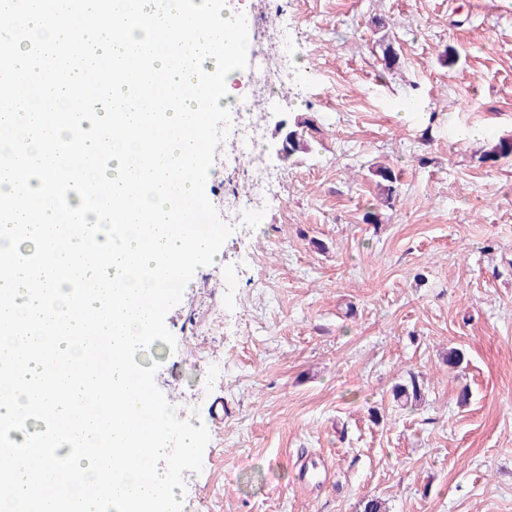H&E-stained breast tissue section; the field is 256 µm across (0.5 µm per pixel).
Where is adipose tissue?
Returning a JSON list of instances; mask_svg holds the SVG:
<instances>
[{
    "instance_id": "adipose-tissue-1",
    "label": "adipose tissue",
    "mask_w": 512,
    "mask_h": 512,
    "mask_svg": "<svg viewBox=\"0 0 512 512\" xmlns=\"http://www.w3.org/2000/svg\"><path fill=\"white\" fill-rule=\"evenodd\" d=\"M155 3L117 0L116 8L105 12L98 0H81L80 20L86 36L103 51L116 53L145 40L163 41L169 46L167 53L150 59L143 71L144 84L155 87L163 96L164 111H155L152 101L142 100L118 84L113 96L119 112L110 116L89 112L83 117L88 147H99L96 135L107 128L123 144L122 149L113 151L110 169L91 173L92 178L112 181V227L103 228L100 213L85 212L84 221L91 224V231L70 236L67 250L62 251L50 231L56 223L52 208H44L41 229L25 238L13 232L14 225L27 223L24 213L14 212L11 223L0 225V253L41 254L42 279L48 286L47 293L54 295L53 301H46V293L33 288L28 268L17 265L11 279H0V305H10L17 319L29 327L38 326L52 312L72 320L68 333L55 341L48 356H19L11 339L0 336V368L8 369L16 382L36 386L50 380L61 387L43 421V430L23 433L17 444L0 441V461L8 474L6 483L13 489L7 512H43V500L32 486V477L48 468L40 448L49 437L54 440L55 452L62 455L57 474L63 492L52 512H101L99 501L84 492L88 485L111 488L110 512H160L166 501L165 496L152 490L151 483L167 482V474L157 469L145 475L119 454L134 441L148 449L151 457H160L165 453L168 435L177 427L175 417L164 411L141 436H134L130 426L137 411L127 397L143 384L133 359L160 333L157 320L137 321L134 307L141 297L163 289V280L152 277V270L181 274L188 253H207L214 247L215 235L179 223L167 181L179 178L184 194L195 197L197 205H207V198L197 193L198 165L184 159L183 137H208L209 112L219 107L232 111V84L241 60L251 55L254 45L240 35L232 14H225L223 23L214 22L210 0H196L193 9L172 14L157 9ZM16 22L50 48L65 41L70 17L62 9L53 14L45 12L42 0H28L25 11L0 16V48L13 60L6 79L14 85L16 102L26 115L25 126L31 132L26 144L32 152L40 153L45 144L71 141V125L54 121L51 112L66 106L72 87L56 79L53 56L31 64L28 42L11 36ZM52 170L49 159L41 170L25 172L20 178L0 166V207L13 204L20 194L48 198ZM88 251L96 254L98 267H111L113 274L112 320L97 325L99 334L112 336V356L98 374L100 395L112 402V432L97 436L79 452L70 448L67 436L56 431L55 425L61 421L81 423L75 403L84 395L87 381L58 366L57 361H76L83 355L84 326L72 319L79 303L63 286L67 277L79 271V260Z\"/></svg>"
}]
</instances>
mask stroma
I'll return each instance as SVG.
<instances>
[{"label":"stroma","mask_w":512,"mask_h":512,"mask_svg":"<svg viewBox=\"0 0 512 512\" xmlns=\"http://www.w3.org/2000/svg\"><path fill=\"white\" fill-rule=\"evenodd\" d=\"M217 9L255 45L234 87L258 115V152L202 169L215 253L187 263L134 357L179 421L155 461L175 488L163 512H362L371 496L387 512H512V156L483 157L512 138V0ZM284 56L294 79L263 110L252 68ZM307 119L306 151L278 157L286 127ZM255 161L283 177L258 213L236 174ZM379 164L398 175L388 206ZM452 347L465 357L455 369ZM413 375L422 400L409 408L392 388ZM301 459L329 480L299 485Z\"/></svg>","instance_id":"stroma-1"}]
</instances>
